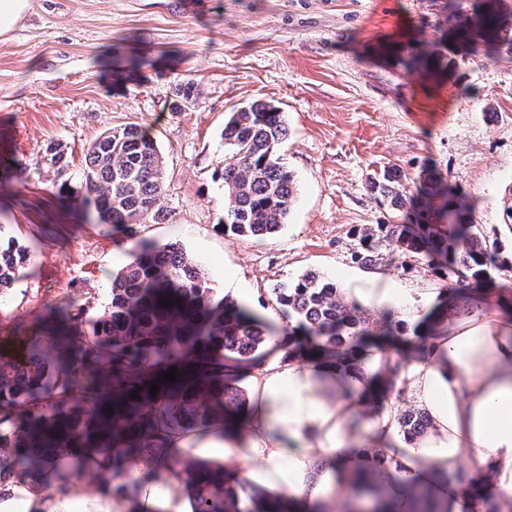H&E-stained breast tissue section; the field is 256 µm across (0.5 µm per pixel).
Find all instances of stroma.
I'll list each match as a JSON object with an SVG mask.
<instances>
[{
  "mask_svg": "<svg viewBox=\"0 0 512 512\" xmlns=\"http://www.w3.org/2000/svg\"><path fill=\"white\" fill-rule=\"evenodd\" d=\"M471 0H29L0 42V224L31 263L0 297V347L12 326L40 332L51 306L76 302L86 318L110 302L112 277L133 240L60 198L77 185L102 133L138 124L164 159L163 224L138 237L175 243L214 294L289 324L277 284L312 271L338 288H364L371 271L353 254L356 231L396 218L368 189L384 170L416 179L425 167L468 197L481 235L499 247L497 278L512 282V62L476 50L446 75L404 62L455 32ZM198 95L171 108L176 82ZM278 105L288 137L281 156L295 178L287 224L267 238L223 228L222 131L252 101ZM61 145L69 166L46 161ZM381 277L396 288H440L416 257L394 252Z\"/></svg>",
  "mask_w": 512,
  "mask_h": 512,
  "instance_id": "stroma-1",
  "label": "stroma"
}]
</instances>
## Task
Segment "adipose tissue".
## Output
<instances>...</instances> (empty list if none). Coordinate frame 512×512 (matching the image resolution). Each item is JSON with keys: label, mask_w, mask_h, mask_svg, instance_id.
<instances>
[{"label": "adipose tissue", "mask_w": 512, "mask_h": 512, "mask_svg": "<svg viewBox=\"0 0 512 512\" xmlns=\"http://www.w3.org/2000/svg\"><path fill=\"white\" fill-rule=\"evenodd\" d=\"M267 360L249 371V406L237 422L175 435L172 466L155 481L157 464L140 457L124 478L134 493L112 491L103 461H88L83 477L49 478L48 492L13 485L0 512H193L182 466L196 459L236 463L241 503L254 494L289 496L304 512H346L356 500L353 477L381 488L387 512H410L412 493L430 492L448 512H484L465 480L493 489L500 512H512V300L500 296L483 311L431 337L429 352L409 361L389 398L373 412L371 382L382 354L362 367H341L315 356H285L269 341ZM420 409L427 433L407 439L400 406Z\"/></svg>", "instance_id": "1"}]
</instances>
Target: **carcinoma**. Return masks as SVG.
Instances as JSON below:
<instances>
[{
    "instance_id": "carcinoma-1",
    "label": "carcinoma",
    "mask_w": 512,
    "mask_h": 512,
    "mask_svg": "<svg viewBox=\"0 0 512 512\" xmlns=\"http://www.w3.org/2000/svg\"><path fill=\"white\" fill-rule=\"evenodd\" d=\"M454 54L479 44L512 54V0H473L471 14L452 35ZM288 136L281 110L266 102L242 106L224 124L220 177L229 205L224 229L239 237L267 236L288 221L295 200L293 174L280 147ZM165 167L155 141L135 124L104 132L89 148L82 172L84 194L70 197L94 205L102 224L133 231L137 224L160 223ZM399 214L400 224H371L358 232L354 259L376 270L385 255L399 250L415 255L448 281L439 303L413 328L414 339L390 315L376 321L348 302L336 284L320 274L274 289L288 319V349L320 354L332 362L357 360L376 346L412 356L427 352L426 340L448 331V316L460 303H479L473 289L491 283L498 249L476 231L471 210L448 180L435 171L420 174L415 191L403 188L401 174L386 170L370 182ZM0 294L18 280L28 261L26 250L0 245ZM170 300L166 306L163 301ZM84 311L65 304L49 315L43 332L63 330L69 345H47L21 331L14 340L23 354L18 363L0 355V452L12 450L16 468L0 464V486L22 471L57 469L67 457L87 453L112 461L121 476L125 460L161 458L173 433L212 426L216 418L241 415L247 393L228 377L230 371L262 364L268 325L247 307L211 294L197 265L174 244L139 241L132 260L112 280L111 300L83 329ZM177 382H159L169 369ZM159 393L150 397L152 383ZM139 398L132 399V393ZM113 410H107V407ZM403 431L419 437L428 420L408 410ZM195 497V512H241L231 472L200 462L184 473Z\"/></svg>"
}]
</instances>
